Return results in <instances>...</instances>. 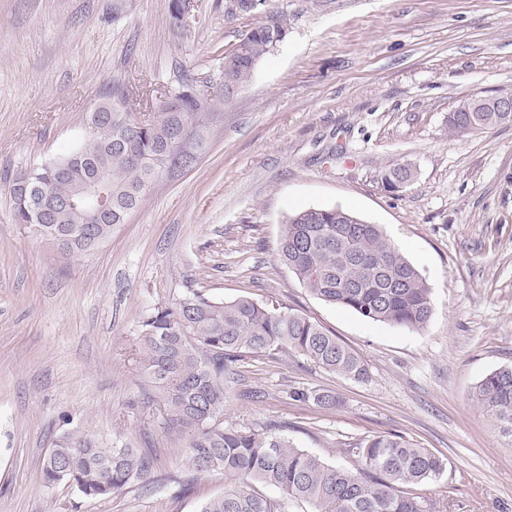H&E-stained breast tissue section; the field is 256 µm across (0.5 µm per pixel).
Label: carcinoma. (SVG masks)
Returning a JSON list of instances; mask_svg holds the SVG:
<instances>
[{
  "instance_id": "cac0c4a2",
  "label": "carcinoma",
  "mask_w": 512,
  "mask_h": 512,
  "mask_svg": "<svg viewBox=\"0 0 512 512\" xmlns=\"http://www.w3.org/2000/svg\"><path fill=\"white\" fill-rule=\"evenodd\" d=\"M284 16L271 12L224 54L222 88L234 94L249 82L258 63L286 37ZM129 93L117 89L97 103L112 113L73 152L39 166L41 187L52 198L74 207L46 225L45 238L67 255H84L105 242L126 222L163 174L183 168L186 156L176 140L180 120L209 132L211 101L185 80L167 95L161 112L140 127L129 116ZM462 103L449 114L454 131L469 132L512 123L489 103L466 112ZM103 173L112 191L108 221L93 225L82 185ZM18 224H31L28 201L10 190ZM276 257L314 297L380 323L423 329L433 314L426 279L376 224L341 208L306 209L288 217ZM141 367L153 401L166 415V429L186 439L184 464L194 472H221L228 481L271 485L281 497L252 488L228 487L207 500L201 512H287L304 501L313 512H426L416 497L400 490L438 477L445 462L426 448L397 435H373L346 449L367 468L351 471L329 465L288 440L252 427L224 425V374L246 353L292 350L322 368L356 381L369 378L365 363L318 323L289 310L269 308L250 299L213 302L190 290L160 305L142 321ZM475 400L512 445V365L499 367L477 384ZM152 457L128 446H104L94 436L63 432L42 469L46 485L66 483L82 496L109 498L131 481L145 479Z\"/></svg>"
}]
</instances>
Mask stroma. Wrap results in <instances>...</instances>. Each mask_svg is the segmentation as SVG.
<instances>
[{
  "mask_svg": "<svg viewBox=\"0 0 512 512\" xmlns=\"http://www.w3.org/2000/svg\"><path fill=\"white\" fill-rule=\"evenodd\" d=\"M0 0V512H199L223 474L181 461L184 441L144 399L142 321L187 290L248 298L319 323L367 364L358 382L293 351L245 355L224 423L261 426L351 471L344 447L398 434L444 459L409 486L432 512H512V445L474 401L512 364V124L455 132L467 99L512 94V0H268L285 40L231 97L224 54L263 21L225 0ZM205 77L214 123L190 170L159 178L126 223L80 257L17 224L8 179L72 152L102 93L159 112ZM412 166L403 187L385 173ZM341 207L382 227L432 289L420 331L313 297L276 258L285 222ZM328 392L323 408L294 401ZM149 453L147 480L105 499L45 485L66 428Z\"/></svg>",
  "mask_w": 512,
  "mask_h": 512,
  "instance_id": "obj_1",
  "label": "stroma"
}]
</instances>
